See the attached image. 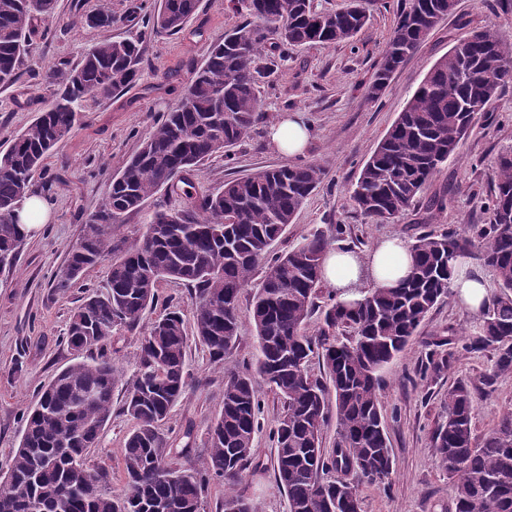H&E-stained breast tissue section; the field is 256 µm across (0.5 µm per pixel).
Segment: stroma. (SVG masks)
Here are the masks:
<instances>
[{
    "mask_svg": "<svg viewBox=\"0 0 512 512\" xmlns=\"http://www.w3.org/2000/svg\"><path fill=\"white\" fill-rule=\"evenodd\" d=\"M152 3L58 0L48 34L35 39L18 81L0 87L1 150L10 146L50 100L53 87L42 78L48 67L76 65L91 46L105 39L144 38L136 83L82 113L72 132L50 152L43 172L35 176L33 188L49 203L50 218L26 237L10 274L0 276V470L10 464L23 435L22 417L36 402L40 389L74 363V354L62 341L69 316L83 297L106 283L110 262L102 260L64 294L52 287L55 273L65 265L69 250L97 212L113 174L138 150L163 113L177 105L210 44L244 20L230 9L228 0H200L185 31L156 34L144 29L138 11L139 6ZM101 10L111 14V26L93 28L74 21L75 16ZM395 22L396 0H376L367 25L351 43L289 49L269 83L261 87L269 123L258 125L237 144L233 159L215 156L206 160L193 179L194 195L216 192L226 180L264 167L320 164L323 180L273 244L275 256L333 224L346 230L341 246L361 252L391 235L409 242L427 232L488 224L495 162L499 154L512 152V83L476 115L458 155L440 167L403 216L390 224H375L349 200L363 161L465 28L488 25L502 40L512 42V9L501 10L496 0H458L455 13L433 30L374 99L368 87ZM286 112L303 113L310 125L311 139L302 154H282L268 138L270 122ZM444 194L450 201L441 210L433 201ZM183 205L182 197L159 191L113 226V242L120 245L139 239L156 210ZM253 293L249 287L240 294V336L223 364L214 363L198 342L188 343L189 385L161 425L169 445L180 451L172 458V466L201 468L209 453L208 430L224 393L225 370L254 367L257 338L249 318ZM193 294V288L184 283L161 282L156 306L145 312L136 327L113 331L106 346L119 380L113 391L112 417L98 444L89 449L87 463L107 471L108 494L124 489V446L135 423L122 406L136 370L138 339L168 307L190 314ZM477 318L459 299L446 298L429 313L405 351L383 369L379 398L393 472L385 483L358 486L361 512H455L453 486L437 466L430 443L432 430L445 416L444 396L454 381L466 382L476 397V441L496 430L503 417H512V374L485 384L494 355L463 347L466 335L476 331ZM443 339L450 340L456 353L451 369L438 379H421L420 368L428 352ZM258 391L262 430L234 492L251 504L252 512H288L287 496L275 480L270 439L283 414V401L266 383H259Z\"/></svg>",
    "mask_w": 512,
    "mask_h": 512,
    "instance_id": "35a3bbf8",
    "label": "stroma"
}]
</instances>
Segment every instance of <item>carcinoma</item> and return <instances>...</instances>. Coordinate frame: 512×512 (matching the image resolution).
Instances as JSON below:
<instances>
[{
  "instance_id": "carcinoma-1",
  "label": "carcinoma",
  "mask_w": 512,
  "mask_h": 512,
  "mask_svg": "<svg viewBox=\"0 0 512 512\" xmlns=\"http://www.w3.org/2000/svg\"><path fill=\"white\" fill-rule=\"evenodd\" d=\"M199 2L158 0L146 26L179 34ZM369 2L348 0L340 10L323 12L311 0H230L247 21L210 45L177 106L112 177L99 211L53 279L55 291L65 293L112 254L113 216L140 208L162 189L182 194V208L156 214L143 236L121 249L106 285L72 311L65 341L80 352L104 346L116 327L139 323L157 300L161 281L174 280L194 288L193 335L222 363L239 335V295L256 266L265 263L250 319L259 344L255 371L284 403L273 469L287 493L288 512H356V487L389 477L393 457L379 401L380 372L448 297L451 263L471 254L472 240L466 227L415 237L407 243L413 256L409 277L391 288L368 289L352 309L339 301L325 307L319 335L310 336L322 260L332 239L342 238L343 227L336 225L332 237L318 230L284 254H269L321 183L322 167L258 169L202 197L188 187L206 159L230 157L231 148L262 118L259 84L275 72L272 52L350 42L369 20ZM56 6L57 0H0V87L18 80L38 23L52 17ZM455 10V0H399L398 20L369 86L371 97ZM140 53L139 40L106 39L78 65L46 74L56 86L51 100L0 151V270L12 267L25 239L14 205L32 194L35 173L80 114L136 82ZM511 81L512 43L489 26L457 38L363 164L351 194L354 208L378 224L408 211L458 151L476 112ZM493 182L479 259L493 269L496 291L481 309L478 334L466 345L473 352H494L490 381L512 372V153L499 157ZM186 348L187 325L178 311L151 323L139 340L137 372L122 406L136 423L125 444L123 494H107V473L86 464L88 448L112 416L116 373L112 358L102 356L78 360L58 373L26 414L22 440L0 479V512H198L207 475L224 480L229 489L224 502L250 512L231 489L243 479L260 427L252 374L224 375L203 470L169 463L171 449L160 425L188 385ZM315 353L330 391L311 374ZM453 359L452 351H432L423 377L440 375ZM474 406L467 383L448 386L444 420L432 433L435 461L453 482L456 512H512V418L477 444ZM332 418L336 441L325 448L323 429ZM330 470L344 477L325 478Z\"/></svg>"
}]
</instances>
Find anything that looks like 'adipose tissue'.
Here are the masks:
<instances>
[{
    "label": "adipose tissue",
    "mask_w": 512,
    "mask_h": 512,
    "mask_svg": "<svg viewBox=\"0 0 512 512\" xmlns=\"http://www.w3.org/2000/svg\"><path fill=\"white\" fill-rule=\"evenodd\" d=\"M310 135L302 113L284 114L269 132L272 143L289 154L301 153ZM413 258L405 242L397 236L383 239L368 253L335 249L323 259V281L339 301L350 303L360 299L366 288L395 286L412 271ZM450 288L471 310H479L488 299L486 280L470 274L465 258H456Z\"/></svg>",
    "instance_id": "1"
}]
</instances>
